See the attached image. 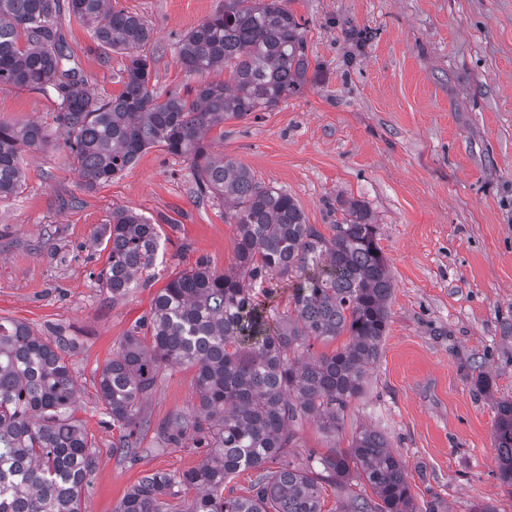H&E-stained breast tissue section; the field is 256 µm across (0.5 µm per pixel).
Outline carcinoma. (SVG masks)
I'll list each match as a JSON object with an SVG mask.
<instances>
[{
	"label": "carcinoma",
	"instance_id": "cac0c4a2",
	"mask_svg": "<svg viewBox=\"0 0 512 512\" xmlns=\"http://www.w3.org/2000/svg\"><path fill=\"white\" fill-rule=\"evenodd\" d=\"M286 0H224V10L188 31L176 56L189 73L224 71V80L174 90L149 88L152 28L110 0H0V85L59 100L54 122L79 164L85 185L110 181L141 153L160 146L188 162L198 198L224 205L238 227L235 267L222 274L204 261L178 274L153 299L151 318L120 341L96 392L122 435L116 451L137 453L143 402L168 369L194 371L197 399L189 413L158 429L162 443L187 439L209 448L199 467L144 475L115 512H322V484L352 473L373 497L351 494L341 512H416L405 463L386 435L363 427L350 448L296 462L292 426L312 415L328 434L363 393L388 329L393 281L367 206L348 202L333 236L305 223L288 193L258 182L237 160L214 154L206 136L224 120L276 106L302 86L309 62L302 27ZM91 26L103 51L125 55L122 91L92 96L66 66L63 14ZM50 143L37 122L0 121V201L22 187V152ZM109 247L98 276L117 300L155 268L159 225L129 209L112 210L95 235ZM293 277L291 309L253 300L254 290ZM348 342L330 354L305 353L312 339ZM74 342L36 335L0 318V512H82L81 491L94 467V442L72 409L74 382L65 357ZM499 478L512 488V402L498 407ZM277 468L270 470V465ZM252 470L249 495L224 497V481Z\"/></svg>",
	"mask_w": 512,
	"mask_h": 512
}]
</instances>
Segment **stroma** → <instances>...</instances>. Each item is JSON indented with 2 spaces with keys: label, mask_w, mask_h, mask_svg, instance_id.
Listing matches in <instances>:
<instances>
[{
  "label": "stroma",
  "mask_w": 512,
  "mask_h": 512,
  "mask_svg": "<svg viewBox=\"0 0 512 512\" xmlns=\"http://www.w3.org/2000/svg\"><path fill=\"white\" fill-rule=\"evenodd\" d=\"M153 29L150 87L163 94L214 81L187 73L174 54L224 0H112ZM304 27L306 83L272 108L231 118L209 136L287 191L323 236L347 200L367 205L390 263L393 293L380 356L341 433L308 418L293 450L348 448L353 432L385 433L406 463L419 512H512L499 480L497 406L512 401V0H289ZM71 65L100 98L119 94L122 54L98 50L88 24L62 17ZM54 92L0 86V120L51 127V142L24 152L25 184L0 201V317L35 334L66 336L77 415L95 442L83 512H114L147 473L181 474L205 459L192 443L157 444L156 427L196 401L193 372L168 370L143 411L152 427L137 456L116 452L120 433L95 383L154 295L207 261L235 264L236 225L224 207L196 200L182 157L155 147L111 181L87 188L59 131ZM158 224L152 276L115 300L98 282L108 248L94 236L113 209Z\"/></svg>",
  "instance_id": "35a3bbf8"
}]
</instances>
